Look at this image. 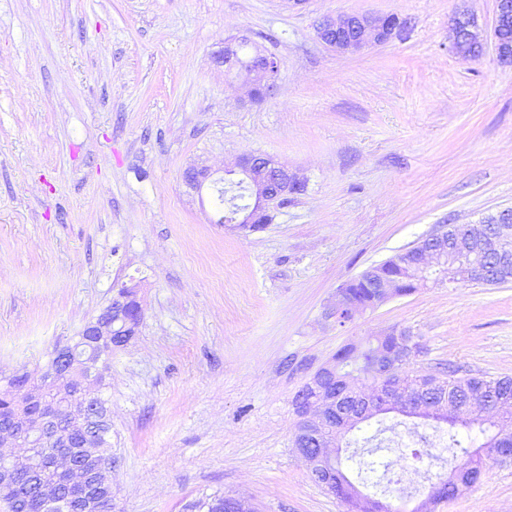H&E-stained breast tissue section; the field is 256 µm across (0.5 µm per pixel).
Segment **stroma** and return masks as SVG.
<instances>
[{"instance_id":"35a3bbf8","label":"stroma","mask_w":512,"mask_h":512,"mask_svg":"<svg viewBox=\"0 0 512 512\" xmlns=\"http://www.w3.org/2000/svg\"><path fill=\"white\" fill-rule=\"evenodd\" d=\"M397 16L385 44L339 53L324 16ZM473 18L478 59L454 53ZM496 0H0V377H39L137 285L143 321L113 350L112 512H348L294 450L299 389L347 343L410 329L417 370L512 376V282L431 285L326 321L337 288L444 224L512 208V65ZM228 37L280 64L249 101ZM276 158L306 189L263 229L216 223L215 172ZM351 480L388 512H512V462L457 498L433 421L338 440ZM493 44L498 60L512 63V1L497 0L496 18L493 27ZM224 508V512H256L251 502L244 498L229 497L220 494L209 496L201 503L204 512H216L215 509Z\"/></svg>"}]
</instances>
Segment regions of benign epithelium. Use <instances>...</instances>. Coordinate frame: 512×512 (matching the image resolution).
I'll return each mask as SVG.
<instances>
[{"mask_svg": "<svg viewBox=\"0 0 512 512\" xmlns=\"http://www.w3.org/2000/svg\"><path fill=\"white\" fill-rule=\"evenodd\" d=\"M400 26L391 16L354 14L339 17L325 16L316 25L317 37L327 46L340 52H358L366 47L387 42ZM471 21L456 22V39L453 50L477 58L483 45L479 36L470 30ZM493 44L498 60L512 63V0H497L493 27ZM279 80L276 60L257 55L243 77V85L252 100L273 95ZM279 175L277 196L285 199L302 192L304 182L288 171L271 156L245 155L238 159L235 168L226 174L244 176L248 183L250 199L242 210L241 230L256 231L267 222L271 197L262 175ZM211 173L205 167H192L185 171L186 185L199 192ZM512 208H507L484 218L478 225L468 228V233L451 234L446 230L433 234L423 242L404 263L409 271V281L416 288L428 282H475L486 275L483 262H499L498 277L502 282L512 280ZM372 287L378 291L377 303H384L397 296L392 283L378 271L369 270ZM357 307L345 289L338 288L335 300L326 308L324 316L339 325L354 320ZM142 306L135 287H123L111 305L95 320L86 324L83 335L95 336L98 343L109 348L127 346L138 334L142 321ZM414 354L407 343L395 342L382 346L377 353L386 379L375 384L374 400L356 389L350 381H336L335 363L321 367L297 392L294 406L299 417L296 436L313 435L317 447L300 448L298 453L306 461L311 478L327 491L336 492L330 465L336 459L335 429L330 423L345 418V405L355 401L363 407L361 417L370 418L378 407L402 408L409 406L407 395L415 396L414 410L433 417L448 406V395L431 396L426 386H415L399 376L398 371L407 356ZM108 361L92 353L79 339L74 344L56 351L55 362L40 378H23L7 386L15 410L0 415V484L10 485L27 496L29 488L16 477L15 447L28 450L29 456L40 464L38 449L54 448L46 459L55 477L38 485L41 497L52 507V512H85L98 506L107 508L112 497V458L101 460L91 468L88 462L100 455L96 434L98 428L111 423L110 411H101L97 397L91 394L104 382ZM488 456L506 461L512 459V440L501 436L497 448H487ZM224 512H256L251 502L244 498L224 497Z\"/></svg>", "mask_w": 512, "mask_h": 512, "instance_id": "7a95c632", "label": "benign epithelium"}]
</instances>
